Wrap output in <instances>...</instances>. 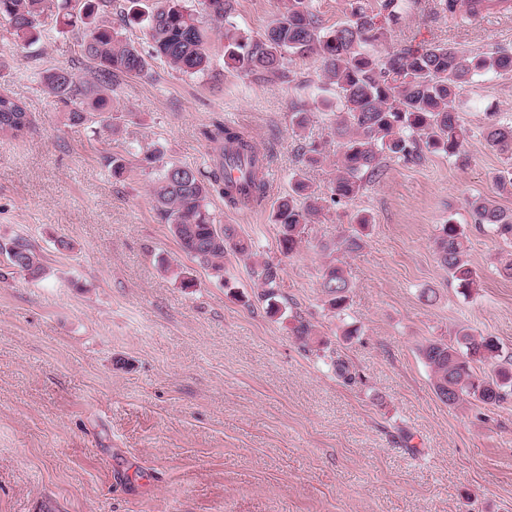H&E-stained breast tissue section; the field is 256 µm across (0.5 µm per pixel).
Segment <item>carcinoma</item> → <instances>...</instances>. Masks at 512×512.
<instances>
[{
    "instance_id": "carcinoma-1",
    "label": "carcinoma",
    "mask_w": 512,
    "mask_h": 512,
    "mask_svg": "<svg viewBox=\"0 0 512 512\" xmlns=\"http://www.w3.org/2000/svg\"><path fill=\"white\" fill-rule=\"evenodd\" d=\"M113 2L82 0L78 12L56 19L75 33L90 73L85 80L67 68L43 75L48 93L63 105L73 125L85 123L95 112L103 130H112V92L124 80L148 72L152 60L182 75H210L209 44L218 26L224 28V64L239 75L277 82L289 78L286 63L292 56L320 62L326 84L336 91V112L330 124L339 147L336 176L326 198L295 175L292 193L276 202L271 222L277 226L278 248L285 257L296 254L306 242L307 227L324 203L340 204L357 197L367 184L381 178L386 158L418 163L429 154L457 156L469 137L458 111L460 90L481 73H512V53L506 51L473 53L445 43L423 42L378 54L375 47L387 40L391 27L404 17L406 0H348L345 19L330 28L323 25L312 0H288L285 12L258 38L244 35L235 25L231 0H201L200 13L190 9L186 0H124L122 10L146 16L151 46L147 54L108 20ZM47 9V0H0V21L15 40L33 44L41 37ZM30 125L26 105L0 93V137L18 138ZM483 135L490 147L511 162L494 176L498 190L511 192L512 125L491 118ZM206 138L216 152L209 169L174 163L158 169L152 186L157 214L181 251L200 266L221 273L229 251L247 261L250 277L263 288L267 313L276 316L281 312L276 303L281 263L257 256L235 225L216 223L210 208L215 196L231 210L262 205L269 190L268 156L239 127L218 124L206 131ZM295 152L313 167L321 163L323 145L302 140ZM232 169L240 173L236 181L228 176ZM468 206L473 223L512 239L511 211L484 197L472 198ZM354 223V233L339 242L350 252L361 247L372 220L359 213ZM434 245L440 264L459 287L466 291L481 287L480 276L467 259L468 238L461 225L451 220L442 225ZM5 254L9 267L36 279L45 275L43 256L29 241L13 242ZM320 288L329 309L338 315L347 309L352 283L343 266L326 263ZM291 331L307 344L313 325L295 314ZM502 353L496 339L475 336L464 328L453 343L430 340L419 348L432 374L434 392L448 406L466 396L494 407L512 394V357L506 367L476 372V365L492 364Z\"/></svg>"
}]
</instances>
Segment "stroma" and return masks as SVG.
I'll return each instance as SVG.
<instances>
[{
  "label": "stroma",
  "mask_w": 512,
  "mask_h": 512,
  "mask_svg": "<svg viewBox=\"0 0 512 512\" xmlns=\"http://www.w3.org/2000/svg\"><path fill=\"white\" fill-rule=\"evenodd\" d=\"M286 4L234 0V16L258 36ZM433 7L417 0L379 52L411 41L512 52V15ZM211 57L212 79L158 62L126 79L105 132L68 125L40 81L53 67L87 77L72 33L50 18L29 47L0 25V92L33 119L23 136L0 138V243L31 240L46 268L39 279L0 278V512H512V399L445 405L418 352L465 328L512 354V279L499 274L512 243L472 224L468 209L484 196L512 211L493 181L506 158L482 135L487 113L512 124V75L487 73L460 91L471 130L460 157L386 160L361 195L325 203L308 244L284 258L270 216L298 169V140L325 148L305 174L313 188L325 191L336 172L330 114L313 92L319 64L292 59L290 82H256L225 70L220 31ZM296 108L309 114L305 129L290 123ZM224 122L267 153L271 191L257 209L219 199L211 209L280 259V319L241 259L225 256L220 277L200 267L153 206L143 157L158 150L163 162L207 168L204 133ZM116 153L127 161L121 181ZM360 211L373 219L361 249L322 252ZM450 219L465 227L481 276L470 294L435 254ZM332 257L353 283L341 317L320 288ZM184 273L195 287L182 288ZM295 313L349 363L352 382L293 336ZM349 328L358 334L348 340Z\"/></svg>",
  "instance_id": "obj_1"
}]
</instances>
